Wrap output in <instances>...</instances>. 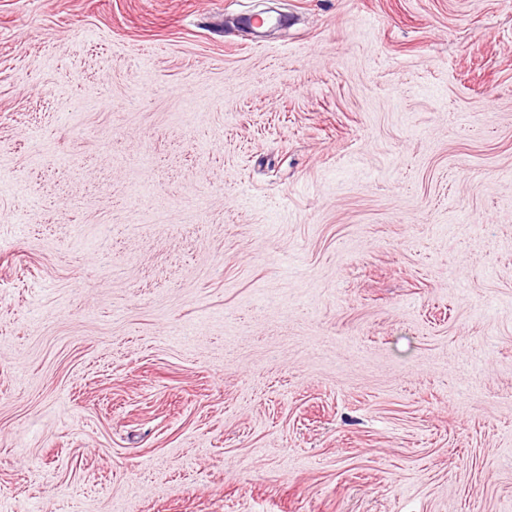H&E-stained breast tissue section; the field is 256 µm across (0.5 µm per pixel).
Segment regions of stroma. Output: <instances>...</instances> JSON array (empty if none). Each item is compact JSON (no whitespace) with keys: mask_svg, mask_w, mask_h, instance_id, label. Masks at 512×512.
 <instances>
[{"mask_svg":"<svg viewBox=\"0 0 512 512\" xmlns=\"http://www.w3.org/2000/svg\"><path fill=\"white\" fill-rule=\"evenodd\" d=\"M0 512H512V0H0Z\"/></svg>","mask_w":512,"mask_h":512,"instance_id":"stroma-1","label":"stroma"}]
</instances>
